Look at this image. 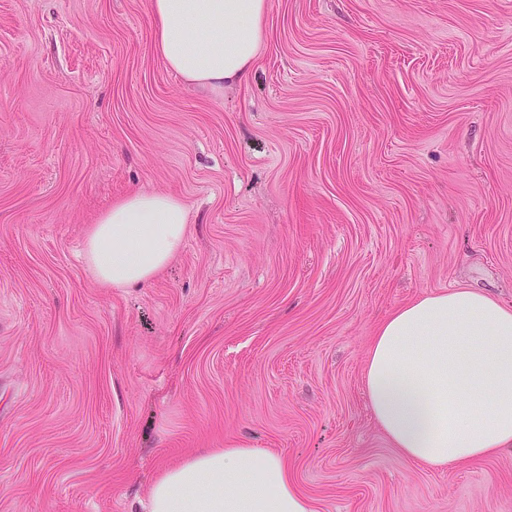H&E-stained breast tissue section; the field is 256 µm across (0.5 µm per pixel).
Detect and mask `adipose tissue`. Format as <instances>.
Wrapping results in <instances>:
<instances>
[{"instance_id":"ef3b65f1","label":"adipose tissue","mask_w":512,"mask_h":512,"mask_svg":"<svg viewBox=\"0 0 512 512\" xmlns=\"http://www.w3.org/2000/svg\"><path fill=\"white\" fill-rule=\"evenodd\" d=\"M268 0H151L154 50L187 82L218 92L247 81L264 39ZM188 208L133 192L114 201L84 240L105 288L150 282L180 251ZM364 386L378 427L408 461L436 467L512 448V309L456 288L395 308L370 342ZM147 512H314L283 458L212 448L164 469Z\"/></svg>"}]
</instances>
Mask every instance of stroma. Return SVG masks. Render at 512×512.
<instances>
[{
	"label": "stroma",
	"instance_id": "obj_1",
	"mask_svg": "<svg viewBox=\"0 0 512 512\" xmlns=\"http://www.w3.org/2000/svg\"><path fill=\"white\" fill-rule=\"evenodd\" d=\"M249 80L154 51L151 0H0V512H141L206 448L314 512H512V450L420 466L363 371L394 308H512V0H268ZM189 211L150 283L81 256L131 192Z\"/></svg>",
	"mask_w": 512,
	"mask_h": 512
}]
</instances>
